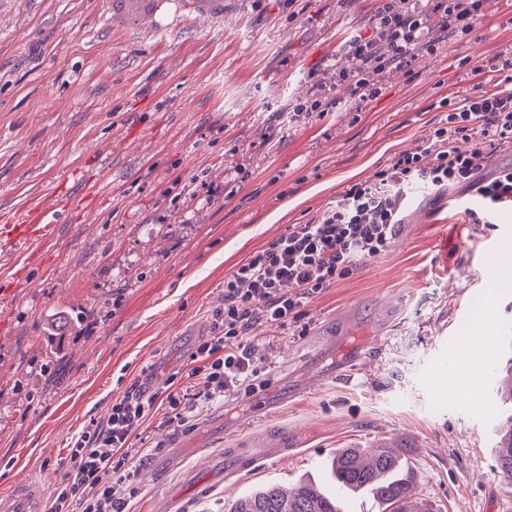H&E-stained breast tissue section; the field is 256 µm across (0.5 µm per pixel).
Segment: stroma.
Returning a JSON list of instances; mask_svg holds the SVG:
<instances>
[{
	"instance_id": "obj_1",
	"label": "stroma",
	"mask_w": 512,
	"mask_h": 512,
	"mask_svg": "<svg viewBox=\"0 0 512 512\" xmlns=\"http://www.w3.org/2000/svg\"><path fill=\"white\" fill-rule=\"evenodd\" d=\"M378 6L150 0L147 14L122 16L115 0H0V225L38 202L68 205L53 239L15 252L0 238V492L32 473L59 483L71 441L146 380L157 398L131 440L125 512H228L262 486L307 480L337 493V450L384 440L433 512H512L496 458L512 403L483 383L512 376V343L479 369L474 399L447 387L463 338L488 322L512 334V251L494 247L500 225L470 222L480 200L464 188L411 194L388 252L311 299L299 322L256 326L247 343L268 420L241 390L195 400L190 427L169 421L165 383L187 384L225 280L422 148L446 115L439 101L495 89L481 65L512 57V0H490L468 35L443 43L429 29L362 111L294 112L308 73L348 66L346 42ZM101 179L109 192L81 197ZM343 313L350 324L333 332ZM362 347L355 371L316 381ZM281 427L287 457L260 455L192 494L184 473L204 472L203 449ZM171 442L179 467L156 469Z\"/></svg>"
}]
</instances>
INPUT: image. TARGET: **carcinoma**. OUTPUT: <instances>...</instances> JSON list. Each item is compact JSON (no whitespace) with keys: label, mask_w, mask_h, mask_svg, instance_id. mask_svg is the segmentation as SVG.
Returning <instances> with one entry per match:
<instances>
[{"label":"carcinoma","mask_w":512,"mask_h":512,"mask_svg":"<svg viewBox=\"0 0 512 512\" xmlns=\"http://www.w3.org/2000/svg\"><path fill=\"white\" fill-rule=\"evenodd\" d=\"M502 479L512 486V424L498 444ZM399 460L387 448L365 453L359 448H341L332 461L341 487L365 490L384 506L383 512H428L412 504L413 484L398 474ZM229 512H342L336 498L313 484H303L287 493L275 486L260 488L232 503Z\"/></svg>","instance_id":"obj_1"}]
</instances>
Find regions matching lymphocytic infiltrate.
Here are the masks:
<instances>
[{
    "instance_id": "obj_1",
    "label": "lymphocytic infiltrate",
    "mask_w": 512,
    "mask_h": 512,
    "mask_svg": "<svg viewBox=\"0 0 512 512\" xmlns=\"http://www.w3.org/2000/svg\"><path fill=\"white\" fill-rule=\"evenodd\" d=\"M486 0H382L370 18L372 36H355L347 44L350 68L314 80L343 88V107L361 111L377 95L386 69L408 65L411 50L425 29L436 27L443 38L468 34L482 15ZM504 72L505 89L475 90L458 102L440 100L447 115L427 136L418 153L401 152L374 173L341 193L332 206L254 252L224 282V305L211 315V333L191 356L197 395L207 399L237 390L256 376L245 338L260 322L287 325L301 320L307 300L356 271L365 260L386 253L404 222L407 192L424 186L461 185L475 190L480 208L468 215L491 223L500 209L512 208V166L491 178L480 175L486 151L512 149V62L492 64ZM477 140L478 148L460 150L459 142ZM296 293H288V285ZM155 404L146 387L134 384L113 400L105 422L74 439L72 468L54 488L49 512H123L121 488L134 473L124 467L130 440Z\"/></svg>"
}]
</instances>
